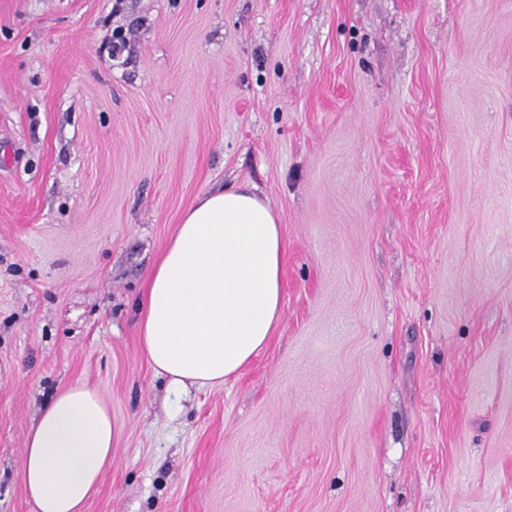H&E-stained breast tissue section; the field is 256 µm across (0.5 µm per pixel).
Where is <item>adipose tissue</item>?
I'll return each mask as SVG.
<instances>
[{"label": "adipose tissue", "mask_w": 512, "mask_h": 512, "mask_svg": "<svg viewBox=\"0 0 512 512\" xmlns=\"http://www.w3.org/2000/svg\"><path fill=\"white\" fill-rule=\"evenodd\" d=\"M287 254L276 212L250 186L204 193L183 213L137 322L142 353L172 393L223 385L268 344ZM119 439L98 392L76 384L50 398L21 461L34 512H83Z\"/></svg>", "instance_id": "1"}]
</instances>
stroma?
Segmentation results:
<instances>
[{
  "instance_id": "35a3bbf8",
  "label": "stroma",
  "mask_w": 512,
  "mask_h": 512,
  "mask_svg": "<svg viewBox=\"0 0 512 512\" xmlns=\"http://www.w3.org/2000/svg\"><path fill=\"white\" fill-rule=\"evenodd\" d=\"M112 4L0 0V512L75 382L121 431L85 512H512V0ZM239 184L280 321L177 399L137 303Z\"/></svg>"
}]
</instances>
